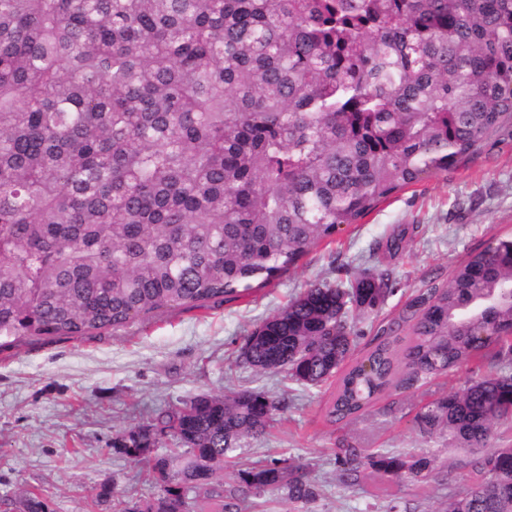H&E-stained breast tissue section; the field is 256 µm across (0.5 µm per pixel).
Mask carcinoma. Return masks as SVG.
<instances>
[{"instance_id": "cac0c4a2", "label": "carcinoma", "mask_w": 512, "mask_h": 512, "mask_svg": "<svg viewBox=\"0 0 512 512\" xmlns=\"http://www.w3.org/2000/svg\"><path fill=\"white\" fill-rule=\"evenodd\" d=\"M509 115L512 0H0V348L262 288ZM391 292L382 273L314 285L254 329L245 361L305 385L339 376L326 416L352 422L392 387L484 360L495 372L415 423L485 475L446 512H512L495 482L512 448L492 444L512 419V239L426 282L350 360V312ZM275 409L254 390L197 396L124 430L154 493L115 491L112 512H245V492L281 488L316 499L278 461L224 489ZM157 430L172 448L152 456ZM338 459L346 479L368 464L391 481L432 463L351 444Z\"/></svg>"}]
</instances>
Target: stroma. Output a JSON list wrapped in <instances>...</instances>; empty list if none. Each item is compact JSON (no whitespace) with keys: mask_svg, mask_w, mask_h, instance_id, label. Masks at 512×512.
<instances>
[{"mask_svg":"<svg viewBox=\"0 0 512 512\" xmlns=\"http://www.w3.org/2000/svg\"><path fill=\"white\" fill-rule=\"evenodd\" d=\"M512 236V120L478 143L457 167L392 194L357 223L310 248L266 287L200 308H181L88 336H43L0 349V512H20L23 494L52 512H111L112 485L150 493L142 465L116 449L130 426L154 423L166 408L205 394L260 391L277 410L245 463L287 461L318 483L311 503L286 491L257 497L254 512H444L448 497L474 479L472 453L446 437H421L416 415L436 398L463 391L474 365L391 390L356 421L329 422L335 380L302 385L262 374L242 360L247 335L315 283L388 272L393 291L373 312L354 313L366 337L398 318L430 277L448 280L471 252ZM398 239L395 254L385 245ZM364 341L358 349H365ZM403 458L425 455L429 470L398 483L364 467L343 484L340 442Z\"/></svg>","mask_w":512,"mask_h":512,"instance_id":"stroma-1","label":"stroma"}]
</instances>
